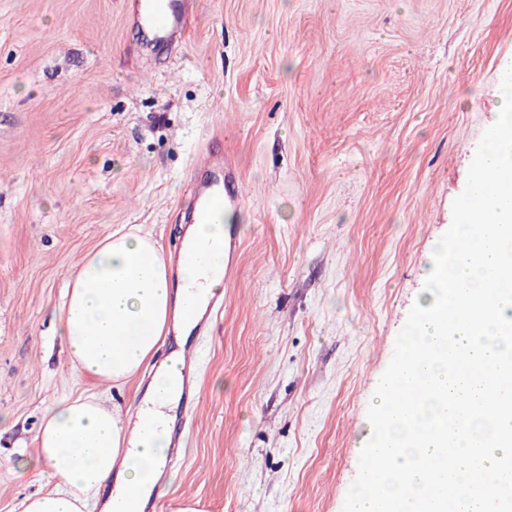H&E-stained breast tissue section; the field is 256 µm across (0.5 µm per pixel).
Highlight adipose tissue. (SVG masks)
I'll use <instances>...</instances> for the list:
<instances>
[{
  "instance_id": "ef3b65f1",
  "label": "adipose tissue",
  "mask_w": 512,
  "mask_h": 512,
  "mask_svg": "<svg viewBox=\"0 0 512 512\" xmlns=\"http://www.w3.org/2000/svg\"><path fill=\"white\" fill-rule=\"evenodd\" d=\"M225 225L220 214L193 224L198 251L175 271L137 232L104 237L72 272L59 309L76 367L115 383L135 377L177 311L192 302L198 278L223 268ZM179 378L175 369L153 378L134 414L95 395L49 404L36 448L44 485L25 499L23 512H93L104 493L106 512H142L141 495L169 452L161 419L177 405Z\"/></svg>"
}]
</instances>
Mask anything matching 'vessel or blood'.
I'll use <instances>...</instances> for the list:
<instances>
[{
    "label": "vessel or blood",
    "mask_w": 512,
    "mask_h": 512,
    "mask_svg": "<svg viewBox=\"0 0 512 512\" xmlns=\"http://www.w3.org/2000/svg\"><path fill=\"white\" fill-rule=\"evenodd\" d=\"M191 0H135L134 10L143 26L160 42H170L180 37L185 29ZM203 177L193 185L192 197L194 211L204 215L213 208L225 210L238 208L243 200L240 191H228L226 181L233 174V166L227 159L209 154L199 166ZM222 289H210L208 294L196 299L182 312L186 321L193 325L194 334L209 333L214 319L223 306ZM196 347L185 344L178 353L162 352L158 357L155 370L164 373L171 358L181 362V380L177 388L178 405L169 423V441L172 448H181L187 429L192 424L195 410L201 401V387L196 375ZM173 503L169 497L167 472L159 470L153 481V487L144 502L142 512H171Z\"/></svg>",
    "instance_id": "1"
}]
</instances>
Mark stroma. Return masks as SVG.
I'll return each mask as SVG.
<instances>
[{
    "mask_svg": "<svg viewBox=\"0 0 512 512\" xmlns=\"http://www.w3.org/2000/svg\"><path fill=\"white\" fill-rule=\"evenodd\" d=\"M126 2L0 0V512L41 486L53 399L136 408L73 373L55 311L108 233L174 251L208 150L243 187L241 247L169 495L341 512L512 66V0H195L170 47Z\"/></svg>",
    "mask_w": 512,
    "mask_h": 512,
    "instance_id": "obj_1",
    "label": "stroma"
}]
</instances>
